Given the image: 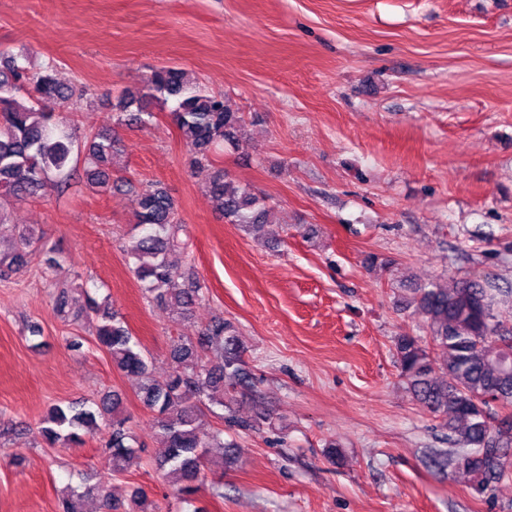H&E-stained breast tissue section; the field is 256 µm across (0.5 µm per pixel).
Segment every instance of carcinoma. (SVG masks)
Instances as JSON below:
<instances>
[{"label": "carcinoma", "mask_w": 512, "mask_h": 512, "mask_svg": "<svg viewBox=\"0 0 512 512\" xmlns=\"http://www.w3.org/2000/svg\"><path fill=\"white\" fill-rule=\"evenodd\" d=\"M84 85L65 87L55 75L54 65L31 70L0 49V223L4 204L60 193L75 175L71 155L77 138L52 112L39 107L43 99L74 105L87 96ZM175 106L169 116L194 154L200 169L222 144L239 145L243 117L232 111L224 96L184 79L175 67L153 70L147 95L130 94L119 104L129 120L147 124L153 118L147 103L152 100ZM121 152L120 140L103 131L87 142L86 185L96 191L112 187L111 157ZM208 193L220 203L224 221L243 231L269 223V209L249 187L216 171L205 175ZM138 235L128 250L133 273L144 291L157 303L188 313L203 296L200 279L179 271L170 253L183 249L180 234L186 228L178 217L168 192L154 185L136 195L134 210ZM32 233L23 230L13 250L0 253V277L16 272L32 256ZM416 312L429 328L431 345L402 334L393 347L401 376L413 397L444 420L448 443L455 450L434 452V463L462 477L469 488L484 495L505 473L512 459V417L493 408L512 405V328L495 309L497 289L487 281L450 278L441 287L433 282L412 289ZM93 336L112 358L113 365L140 379V400L154 415V424L164 445L157 463L162 478L178 485L190 496L204 479L208 449L229 453L235 444L224 442V430L203 431L201 407H229L248 388L242 372L244 348L236 327L214 319L197 342L178 339L170 349L171 370L162 377L150 371L148 355L107 303L89 301ZM217 352L221 361L208 359ZM121 398L113 393L97 408L70 402L53 405L37 426V434L50 447H79L96 438L112 459L113 472L124 473L142 462V449L122 415ZM97 492L105 512H150L152 501L141 488L133 490L130 507L113 502L100 486L80 492L63 491L61 512H82L84 496Z\"/></svg>", "instance_id": "obj_1"}]
</instances>
